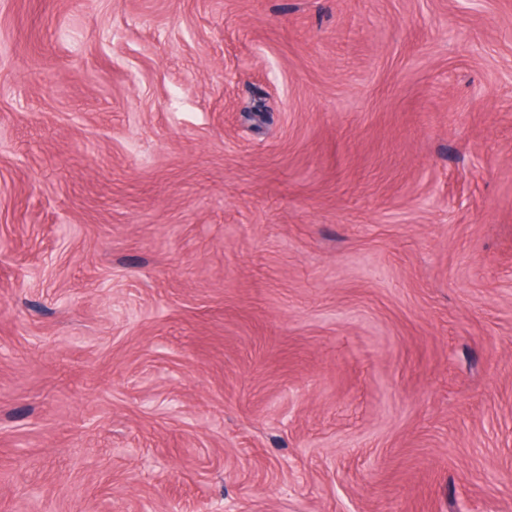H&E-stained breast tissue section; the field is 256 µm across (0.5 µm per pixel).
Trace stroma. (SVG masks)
I'll return each instance as SVG.
<instances>
[{
  "label": "stroma",
  "instance_id": "obj_1",
  "mask_svg": "<svg viewBox=\"0 0 512 512\" xmlns=\"http://www.w3.org/2000/svg\"><path fill=\"white\" fill-rule=\"evenodd\" d=\"M512 512V0H0V512Z\"/></svg>",
  "mask_w": 512,
  "mask_h": 512
}]
</instances>
